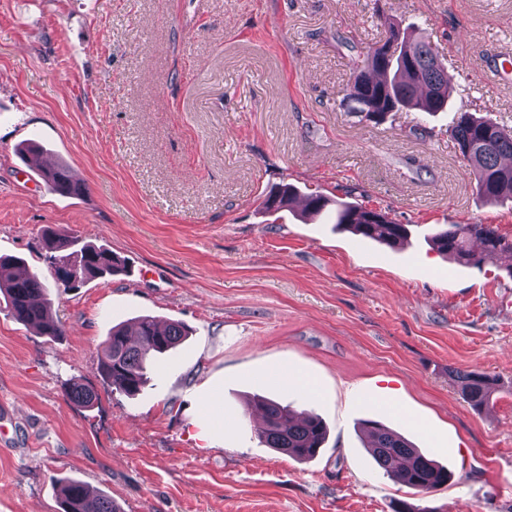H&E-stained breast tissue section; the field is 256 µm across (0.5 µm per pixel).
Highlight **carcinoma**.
I'll return each mask as SVG.
<instances>
[{"mask_svg":"<svg viewBox=\"0 0 512 512\" xmlns=\"http://www.w3.org/2000/svg\"><path fill=\"white\" fill-rule=\"evenodd\" d=\"M352 70L344 99L353 103L352 112L362 119L375 117L380 122L404 108L437 112L448 105L450 86L438 48L412 36L398 23L387 24L385 39L368 46L363 56L352 61ZM449 133L475 175L480 196L489 201L512 199V165L501 164L502 158L512 157V129L501 128L461 107ZM44 180L61 195L81 191L62 165L45 171ZM296 193L295 186L283 184L265 198L264 209L269 213L284 211ZM329 203L323 193L312 191L306 196L305 207L319 213ZM336 224L388 247L403 244L410 234L409 225L394 222L388 213L351 202H336ZM425 238L439 253L464 265H478L495 255L512 259V239L490 224H441L427 229ZM44 244L51 264L64 251L85 262L86 274L76 284L78 288L99 274L124 272L123 262L108 248L84 245L77 249L74 240L50 231L45 233ZM0 294L13 319L38 327L44 336L63 334L62 325L52 314L48 286L37 274L22 268L18 275L0 278ZM186 336L181 323H161L151 316L112 327L100 363L104 382L126 396L138 394L147 382L152 355L175 348ZM452 374L469 404L475 408L489 404L495 390L493 380L473 370L456 369ZM68 397L80 406H90L96 400L93 390L76 384ZM254 408L263 415L254 424L255 433L267 447L298 460L318 454L327 429L317 415L305 412L299 416L290 407L264 397L254 398ZM362 432L375 464L401 485L427 494L451 479L448 469L383 424L366 420ZM59 499L61 512H121L110 497L90 496L87 485L77 480L60 482Z\"/></svg>","mask_w":512,"mask_h":512,"instance_id":"1","label":"carcinoma"}]
</instances>
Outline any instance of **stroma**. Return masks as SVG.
I'll return each mask as SVG.
<instances>
[{"label": "stroma", "instance_id": "stroma-1", "mask_svg": "<svg viewBox=\"0 0 512 512\" xmlns=\"http://www.w3.org/2000/svg\"><path fill=\"white\" fill-rule=\"evenodd\" d=\"M386 17L437 46L454 104L512 127V0H0V256L50 286L63 335L0 300V512H58L84 482L121 512H512V261L458 264L431 224H491L448 136L452 113L381 124L344 102L352 61ZM37 143L82 188L47 186ZM412 225L390 248L269 213L277 184ZM125 259V275L55 288L45 229ZM141 315L189 334L135 397L100 374L114 325ZM497 381L481 409L451 369ZM289 371L318 389L309 401ZM98 398L84 408L71 384ZM326 423L306 462L266 447L247 399ZM403 434L452 479L419 494L379 469L359 424Z\"/></svg>", "mask_w": 512, "mask_h": 512}]
</instances>
